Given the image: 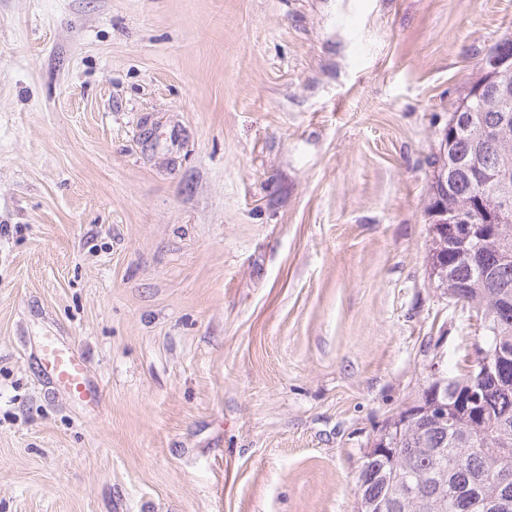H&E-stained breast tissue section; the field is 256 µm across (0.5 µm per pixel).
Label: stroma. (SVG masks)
I'll return each instance as SVG.
<instances>
[{
	"label": "stroma",
	"mask_w": 512,
	"mask_h": 512,
	"mask_svg": "<svg viewBox=\"0 0 512 512\" xmlns=\"http://www.w3.org/2000/svg\"><path fill=\"white\" fill-rule=\"evenodd\" d=\"M508 35L512 0H0V512H354L481 335L430 161ZM41 362L53 385L72 398L94 402L100 399V389L91 381L83 357L74 348L48 343L42 348Z\"/></svg>",
	"instance_id": "35a3bbf8"
}]
</instances>
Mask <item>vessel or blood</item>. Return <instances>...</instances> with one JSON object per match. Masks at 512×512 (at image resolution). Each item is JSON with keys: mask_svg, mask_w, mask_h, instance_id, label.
I'll return each mask as SVG.
<instances>
[{"mask_svg": "<svg viewBox=\"0 0 512 512\" xmlns=\"http://www.w3.org/2000/svg\"><path fill=\"white\" fill-rule=\"evenodd\" d=\"M41 362L44 374L58 389L81 400L100 399V389L91 381L83 357L74 348L46 344L42 348Z\"/></svg>", "mask_w": 512, "mask_h": 512, "instance_id": "b4317fda", "label": "vessel or blood"}]
</instances>
